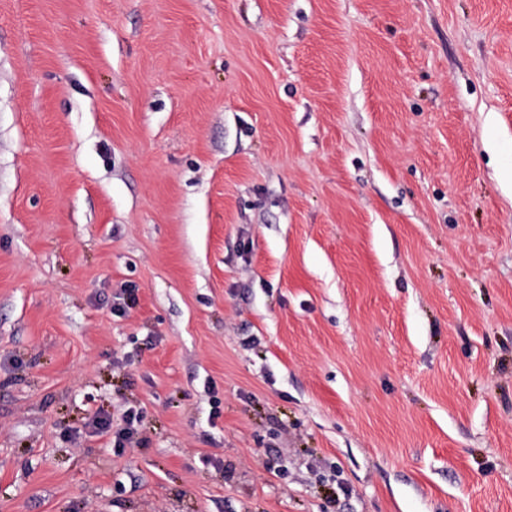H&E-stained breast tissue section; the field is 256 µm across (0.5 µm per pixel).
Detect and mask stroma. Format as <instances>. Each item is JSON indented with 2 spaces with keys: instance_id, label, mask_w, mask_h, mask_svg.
I'll use <instances>...</instances> for the list:
<instances>
[{
  "instance_id": "stroma-1",
  "label": "stroma",
  "mask_w": 512,
  "mask_h": 512,
  "mask_svg": "<svg viewBox=\"0 0 512 512\" xmlns=\"http://www.w3.org/2000/svg\"><path fill=\"white\" fill-rule=\"evenodd\" d=\"M0 512H512V0H0ZM120 421L121 423L116 424L114 430L113 416L99 413L94 416L90 423L92 433L108 434L112 431L113 442L119 448L124 447L125 444L135 442L136 436L139 435V423L141 421L138 410L127 408L122 412Z\"/></svg>"
}]
</instances>
